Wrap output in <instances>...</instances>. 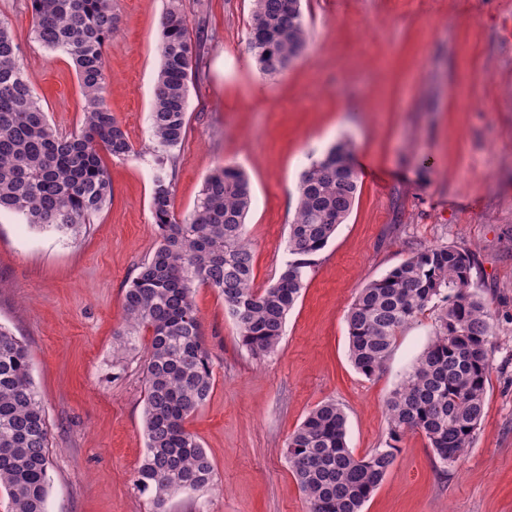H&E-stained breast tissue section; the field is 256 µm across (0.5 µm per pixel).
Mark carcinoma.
<instances>
[{
  "instance_id": "1",
  "label": "carcinoma",
  "mask_w": 512,
  "mask_h": 512,
  "mask_svg": "<svg viewBox=\"0 0 512 512\" xmlns=\"http://www.w3.org/2000/svg\"><path fill=\"white\" fill-rule=\"evenodd\" d=\"M247 53L259 73L285 72L305 52L310 30L302 0H250ZM32 36L67 55L84 100L81 128L63 135L48 119L25 76L9 22L0 18V212L40 230L74 232L99 212L112 185L102 153L135 154L106 105L103 48L119 21L116 0H31ZM203 40L193 38L180 0L160 18L159 70L151 101V210L158 246L125 290V326L115 342L151 333L144 362L146 453L136 485L153 512H167L177 493L200 491L212 461L185 420L209 399L214 377L201 333L194 288L224 298V311L252 355L274 354L289 311L304 288L313 256L346 223L360 195L353 145L339 140L300 175L288 230L287 260L275 282L254 288L253 253L245 238L252 190L232 164L205 179L196 205L174 206L173 168L188 129L189 82ZM475 260L455 243L423 247L365 285L347 315L350 357L367 378L377 375L398 333L427 308L436 310L431 342L388 399L392 444L355 455L347 417L333 400L319 403L288 439L287 462L309 512H362L397 458L409 432L421 434L443 467L460 460L482 422L496 314L474 289ZM51 466L46 416L26 345L0 325V488L11 512H46Z\"/></svg>"
}]
</instances>
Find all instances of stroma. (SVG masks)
Returning a JSON list of instances; mask_svg holds the SVG:
<instances>
[{"instance_id": "obj_1", "label": "stroma", "mask_w": 512, "mask_h": 512, "mask_svg": "<svg viewBox=\"0 0 512 512\" xmlns=\"http://www.w3.org/2000/svg\"><path fill=\"white\" fill-rule=\"evenodd\" d=\"M208 35L189 85L188 133L174 205L192 210L217 166L244 168L254 204L246 237L254 285L288 257L300 174L338 139L354 144L362 188L346 224L314 257L278 351L258 360L212 288H195L214 388L186 420L214 466L213 484L169 512H309L286 460L290 435L320 402L347 415L355 455L390 441L386 400L433 336L426 311L397 336L383 370L359 374L346 316L358 291L418 248L474 253L473 280L498 321L486 407L475 440L441 467L424 437L404 436L363 512H512V0H302L304 55L260 75L245 49L250 0H180ZM104 46L107 106L134 146L149 112L167 0H118ZM26 77L60 133L83 97L70 58L33 40L31 0H0ZM112 197L75 236L0 213V324L28 348L52 465L47 512H151L134 485L146 452L142 365L149 333L117 345L122 299L158 237L149 158L105 156Z\"/></svg>"}]
</instances>
